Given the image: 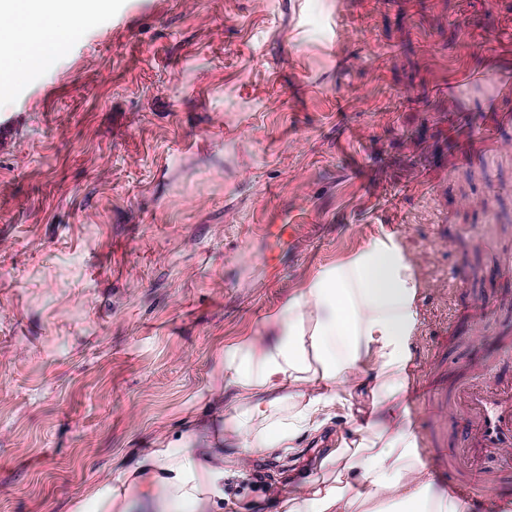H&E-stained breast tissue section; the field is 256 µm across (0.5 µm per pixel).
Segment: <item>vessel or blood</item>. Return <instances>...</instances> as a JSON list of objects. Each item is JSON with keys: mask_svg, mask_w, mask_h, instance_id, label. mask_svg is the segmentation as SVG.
Here are the masks:
<instances>
[{"mask_svg": "<svg viewBox=\"0 0 512 512\" xmlns=\"http://www.w3.org/2000/svg\"><path fill=\"white\" fill-rule=\"evenodd\" d=\"M464 456L473 464L467 476L448 474V491L461 498L476 497L489 478L484 461L512 451V377L503 379L485 368L457 385Z\"/></svg>", "mask_w": 512, "mask_h": 512, "instance_id": "obj_1", "label": "vessel or blood"}]
</instances>
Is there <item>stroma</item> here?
<instances>
[{"label": "stroma", "instance_id": "obj_1", "mask_svg": "<svg viewBox=\"0 0 512 512\" xmlns=\"http://www.w3.org/2000/svg\"><path fill=\"white\" fill-rule=\"evenodd\" d=\"M511 29L512 0H111L21 71L0 94V512H96L157 440L225 437V357L387 236L417 282L421 393L398 410L419 459H452L458 381L512 376V98L479 77L512 72ZM479 126L498 143L461 162ZM371 409L247 457L222 512H276Z\"/></svg>", "mask_w": 512, "mask_h": 512}]
</instances>
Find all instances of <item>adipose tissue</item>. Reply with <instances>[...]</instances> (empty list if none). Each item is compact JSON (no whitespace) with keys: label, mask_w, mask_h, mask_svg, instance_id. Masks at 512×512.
Instances as JSON below:
<instances>
[{"label":"adipose tissue","mask_w":512,"mask_h":512,"mask_svg":"<svg viewBox=\"0 0 512 512\" xmlns=\"http://www.w3.org/2000/svg\"><path fill=\"white\" fill-rule=\"evenodd\" d=\"M0 85L19 70L50 63L79 31L84 0H0ZM417 283L398 244L390 238L321 271L279 315L274 343L238 345L224 364V390L236 404L234 457L291 447L317 431L341 394L370 387L397 400L414 331ZM293 388L280 397L283 384ZM414 435L399 418L372 422L359 440L326 457L327 477L310 478L282 503L280 512H473L465 501L433 502L413 452ZM141 491L132 501L131 491ZM90 498L98 512H176L185 503L209 508L224 498V446L162 443L139 456L116 486Z\"/></svg>","instance_id":"obj_1"}]
</instances>
